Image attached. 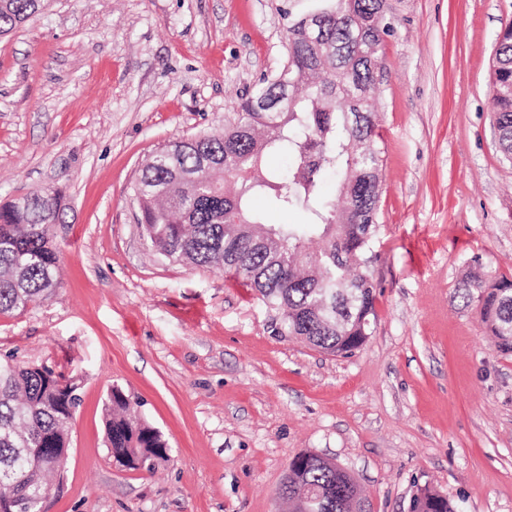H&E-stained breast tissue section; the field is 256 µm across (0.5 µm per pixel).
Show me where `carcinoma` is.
<instances>
[{"label":"carcinoma","mask_w":512,"mask_h":512,"mask_svg":"<svg viewBox=\"0 0 512 512\" xmlns=\"http://www.w3.org/2000/svg\"><path fill=\"white\" fill-rule=\"evenodd\" d=\"M42 0H0V37L39 12ZM382 0H328L318 10L322 33L288 27L280 73L241 98L224 131L157 150L134 185L138 224L151 248L168 260L222 268L257 291L279 313L277 332L332 355L361 348L377 322L378 284L351 274L377 260L382 142L373 112L380 75L368 65L382 46ZM490 78L496 89L494 128L512 162V24L499 35ZM288 150V173L265 157ZM338 196L324 192L329 175ZM262 198L267 208L258 210ZM301 210L302 224H275L272 215ZM62 199L56 192L0 205V315L26 310L57 285L58 256L51 228ZM465 306L477 310L495 345L512 352V281L486 273L457 284ZM45 367L0 360V512H39L61 477L55 460L34 466L31 448H66L80 383L61 388ZM113 461L151 472L167 460L163 434L112 388L105 403ZM278 497L288 512H349L356 485L336 464L312 452L294 457ZM408 512H455L424 488Z\"/></svg>","instance_id":"1"}]
</instances>
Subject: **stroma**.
I'll return each instance as SVG.
<instances>
[{"label":"stroma","instance_id":"1","mask_svg":"<svg viewBox=\"0 0 512 512\" xmlns=\"http://www.w3.org/2000/svg\"><path fill=\"white\" fill-rule=\"evenodd\" d=\"M320 0H49L0 39V204L63 199L54 294L0 316V357L81 381L67 469L44 512H288L304 452L335 459L369 512L427 487L512 512V353L455 294L512 279V163L490 70L512 0H386L377 326L348 357L279 335L229 272L157 255L133 186L169 141L222 130L281 71ZM169 442L154 473L106 446L111 388Z\"/></svg>","mask_w":512,"mask_h":512}]
</instances>
